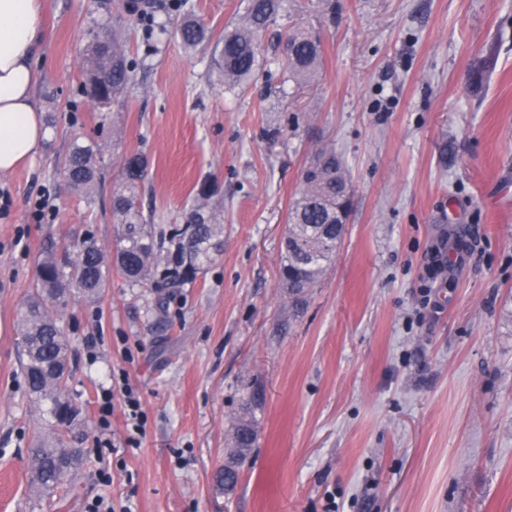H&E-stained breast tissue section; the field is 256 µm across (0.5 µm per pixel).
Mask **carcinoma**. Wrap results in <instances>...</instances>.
Segmentation results:
<instances>
[{
	"label": "carcinoma",
	"instance_id": "carcinoma-1",
	"mask_svg": "<svg viewBox=\"0 0 512 512\" xmlns=\"http://www.w3.org/2000/svg\"><path fill=\"white\" fill-rule=\"evenodd\" d=\"M283 0H245L240 19L224 28L218 47L219 73L225 83L244 87L263 69L260 38L277 22ZM288 39L277 38L278 68L297 84L314 81L320 71L322 49L314 34L304 28H287ZM187 48L208 38L207 27L187 18L176 30ZM135 66L118 39L109 47L94 40L88 58L89 82L107 73L104 93L89 89L92 103L102 107L131 83ZM57 172L68 188L89 194L97 183V152L78 138L59 162ZM125 181L113 194L117 236L113 264L103 248L86 236L60 250H44L36 263L34 287L17 316L20 369L27 390L43 412L46 434L30 449L28 469L33 492L56 488L63 478L78 469L81 457L68 447L64 428L81 411L79 397L67 390V379L56 366L67 361L70 347L63 313L71 297L79 294L96 302L112 275V267L130 288H144L155 295V307L166 312L179 288L206 271L222 246L224 225L215 222L205 201L211 190L202 186L186 222L168 228L148 222L137 204L140 183L146 176L144 159L135 155L125 162ZM349 178L334 152L322 153L303 172L302 187L288 213V232L282 247L280 285L288 298L298 303L318 284L336 254L343 237L350 206ZM253 407L247 403L236 418L228 443L229 462L224 466V484L234 486L238 469L257 441Z\"/></svg>",
	"mask_w": 512,
	"mask_h": 512
}]
</instances>
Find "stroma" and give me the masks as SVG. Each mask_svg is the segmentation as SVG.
<instances>
[{
	"mask_svg": "<svg viewBox=\"0 0 512 512\" xmlns=\"http://www.w3.org/2000/svg\"><path fill=\"white\" fill-rule=\"evenodd\" d=\"M125 3L46 0L35 99L48 138L0 175V512H88L101 497L131 512H512V0H336L332 19L288 0L289 24L320 39V74L300 86L272 68L244 89L220 80L215 52L243 0H155L148 26ZM188 14L210 31L191 50L174 35ZM97 34L120 35L135 66L104 108L83 92ZM76 136L100 149L88 200L55 174ZM325 149L349 174L352 213L297 306L282 241ZM134 153L144 214L184 223L210 184L223 246L165 319L117 274L98 303L69 305L82 402L69 443L85 463L38 497L17 312L46 240L88 233L112 253V194ZM123 372L145 416L133 445ZM255 392L257 442L229 491L218 474Z\"/></svg>",
	"mask_w": 512,
	"mask_h": 512,
	"instance_id": "1",
	"label": "stroma"
}]
</instances>
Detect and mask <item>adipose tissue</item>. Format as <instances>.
Listing matches in <instances>:
<instances>
[{"label": "adipose tissue", "mask_w": 512, "mask_h": 512, "mask_svg": "<svg viewBox=\"0 0 512 512\" xmlns=\"http://www.w3.org/2000/svg\"><path fill=\"white\" fill-rule=\"evenodd\" d=\"M46 0H0V174L32 164L47 131L35 102L34 63Z\"/></svg>", "instance_id": "ef3b65f1"}]
</instances>
